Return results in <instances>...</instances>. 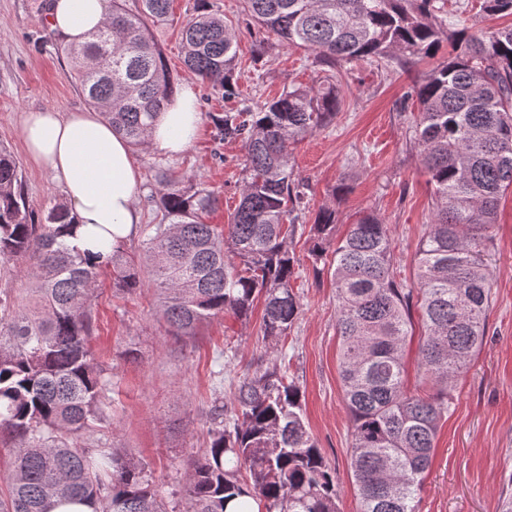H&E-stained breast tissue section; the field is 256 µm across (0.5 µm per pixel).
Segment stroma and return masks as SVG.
I'll return each instance as SVG.
<instances>
[{
    "mask_svg": "<svg viewBox=\"0 0 512 512\" xmlns=\"http://www.w3.org/2000/svg\"><path fill=\"white\" fill-rule=\"evenodd\" d=\"M49 2L0 0V143L20 161L37 208L62 202L63 196L27 157L24 115L42 107L65 112L85 105L67 77L70 61L57 50L60 38L46 21ZM204 4L236 31L234 80L243 95L263 102L286 87H316L329 78L340 90L335 120L289 148L304 194L292 242L293 285L303 308L287 340L274 347L262 339L259 300L247 320L227 313L203 323L194 335L174 336L153 289L120 294L111 276H102L93 346L112 367L114 406L106 434L114 447L149 463L169 512H188L185 463L208 446L214 398H230L244 376L285 361L302 392L309 431L336 470L339 512H357L351 421L339 376L336 292L329 273L316 270L309 230L329 202L336 206L337 241L362 215H376L395 245L397 280L414 286V258L431 221L433 197L412 130L418 108L404 99L453 48L442 43L434 55L406 67L354 61L334 70L314 52L288 47L255 25L244 0H172L169 17L155 22L152 32L180 83L191 76L183 63L181 30ZM197 90L201 123L191 147L175 157L150 149L135 154L144 179L143 223H153L152 195L167 176L202 181L218 197L209 223H230L239 203L244 151L240 144L215 141L210 119L227 103L205 82H198ZM488 261L494 288L485 342L451 384L453 404L439 428L415 512H498L504 477L512 472L511 191L499 204Z\"/></svg>",
    "mask_w": 512,
    "mask_h": 512,
    "instance_id": "obj_1",
    "label": "stroma"
}]
</instances>
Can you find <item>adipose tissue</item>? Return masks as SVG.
Segmentation results:
<instances>
[{
  "mask_svg": "<svg viewBox=\"0 0 512 512\" xmlns=\"http://www.w3.org/2000/svg\"><path fill=\"white\" fill-rule=\"evenodd\" d=\"M103 18L104 0H51L49 5L50 27L73 43L84 42ZM199 121L195 83L188 79L151 127L148 144L168 156L180 154L192 144ZM22 138L30 158L61 189L78 223L75 245L92 251L100 237L117 242L137 234L141 170L130 144L101 110H31Z\"/></svg>",
  "mask_w": 512,
  "mask_h": 512,
  "instance_id": "adipose-tissue-1",
  "label": "adipose tissue"
}]
</instances>
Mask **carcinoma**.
Instances as JSON below:
<instances>
[{"instance_id": "1", "label": "carcinoma", "mask_w": 512, "mask_h": 512, "mask_svg": "<svg viewBox=\"0 0 512 512\" xmlns=\"http://www.w3.org/2000/svg\"><path fill=\"white\" fill-rule=\"evenodd\" d=\"M107 0L105 20L81 44H62L72 82L112 128L142 148L170 102L175 81L149 21L171 0ZM261 27L341 68L399 53L401 66L448 40L456 54L413 88L415 140L433 188L434 215L415 255L416 287L396 281L395 246L373 214L350 225L329 270L342 341L340 378L351 419L350 471L360 512H415L440 422L452 404L448 385L483 346L491 305L485 242L512 188V26L450 31L445 0H245ZM488 16L512 15V0H482ZM184 64L226 99L239 98L235 30L203 12L182 32ZM341 107L336 84L289 87L254 105L212 116L218 139L245 150V177L233 220L218 230L205 216L218 198L202 183L167 179L156 192L155 223L140 229L139 252L117 243L106 264L69 245L73 216L62 204L38 213L11 152L0 146V265L21 264L37 301L17 313L15 291L0 288V440L11 453L0 512H54L81 504L94 512H168L147 463L86 432L112 411V367L92 346L98 279L132 294L149 286L176 336L210 319H248L264 297L263 337L288 336L302 304L292 284L302 193L288 146L330 124ZM336 229V209L321 207L311 254L321 261ZM151 267L142 277V264ZM425 328L418 367L431 392L407 387L405 345L412 313ZM210 445L187 463L191 512H227L249 497L265 512H339L336 469L312 438L301 394L274 364L243 378L230 403L215 398Z\"/></svg>"}]
</instances>
